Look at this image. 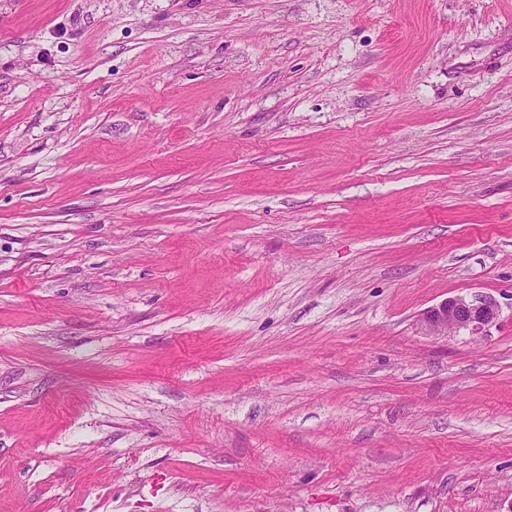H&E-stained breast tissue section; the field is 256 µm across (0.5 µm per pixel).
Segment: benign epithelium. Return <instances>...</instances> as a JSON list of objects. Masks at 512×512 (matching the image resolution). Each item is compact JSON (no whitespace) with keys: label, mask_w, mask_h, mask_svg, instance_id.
I'll return each instance as SVG.
<instances>
[{"label":"benign epithelium","mask_w":512,"mask_h":512,"mask_svg":"<svg viewBox=\"0 0 512 512\" xmlns=\"http://www.w3.org/2000/svg\"><path fill=\"white\" fill-rule=\"evenodd\" d=\"M498 316V305L490 298L454 296L424 312L418 327L425 336H445L450 331L461 330L479 334Z\"/></svg>","instance_id":"benign-epithelium-1"}]
</instances>
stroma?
Listing matches in <instances>:
<instances>
[{"label":"stroma","instance_id":"1","mask_svg":"<svg viewBox=\"0 0 512 512\" xmlns=\"http://www.w3.org/2000/svg\"><path fill=\"white\" fill-rule=\"evenodd\" d=\"M0 512H512V0H0ZM498 316V305L491 298L454 296L424 312L418 327L425 336H445L448 331L461 330L479 334Z\"/></svg>","mask_w":512,"mask_h":512}]
</instances>
